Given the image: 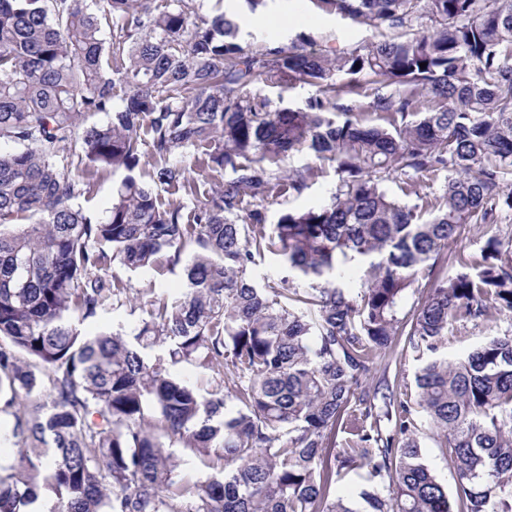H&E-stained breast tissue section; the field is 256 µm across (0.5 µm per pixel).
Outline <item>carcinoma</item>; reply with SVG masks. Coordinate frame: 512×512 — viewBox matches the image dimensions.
<instances>
[{
  "instance_id": "obj_1",
  "label": "carcinoma",
  "mask_w": 512,
  "mask_h": 512,
  "mask_svg": "<svg viewBox=\"0 0 512 512\" xmlns=\"http://www.w3.org/2000/svg\"><path fill=\"white\" fill-rule=\"evenodd\" d=\"M98 2L0 0V144L15 146L0 151V412L21 443L0 468V512L45 489L53 512H512V325L462 359L440 354L456 324L512 315L499 229L512 0H318L396 31L339 54L250 51L238 17L203 14L207 0ZM259 79L318 96L272 109L250 96ZM421 93L436 107L419 111ZM367 112L385 123L362 124ZM200 147L221 179L202 201L186 163ZM303 152L335 164L336 190L268 225L258 196L308 189L312 166L279 167ZM150 161L148 184L132 172ZM81 166L124 173L101 221L75 205L91 193ZM441 172L442 193L418 204L384 187L415 195ZM472 225L479 255L452 252ZM266 252L284 276L261 286L251 268ZM185 254V291L142 289L132 335L80 334L124 304L100 271L172 269ZM355 265L368 274L357 293L344 283ZM400 336L424 361L417 404L453 461V497L424 460L411 394L370 385ZM181 364L223 377L203 395L173 375ZM167 440L221 476L182 474ZM356 471L353 504L336 480Z\"/></svg>"
}]
</instances>
